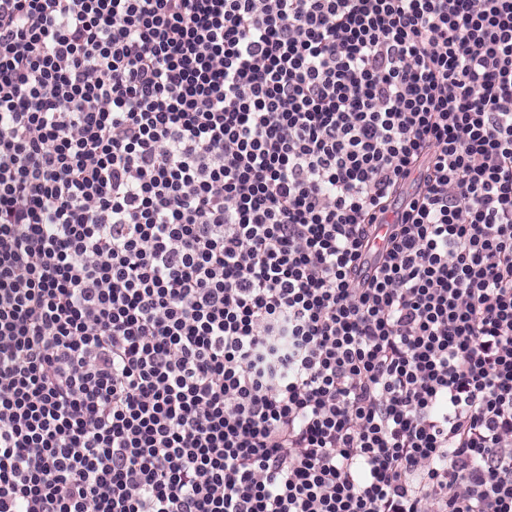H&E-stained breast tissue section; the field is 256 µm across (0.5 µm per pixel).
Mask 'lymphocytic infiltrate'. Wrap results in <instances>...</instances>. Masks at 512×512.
Returning <instances> with one entry per match:
<instances>
[{
    "label": "lymphocytic infiltrate",
    "instance_id": "lymphocytic-infiltrate-1",
    "mask_svg": "<svg viewBox=\"0 0 512 512\" xmlns=\"http://www.w3.org/2000/svg\"><path fill=\"white\" fill-rule=\"evenodd\" d=\"M0 512H512V0H0Z\"/></svg>",
    "mask_w": 512,
    "mask_h": 512
}]
</instances>
